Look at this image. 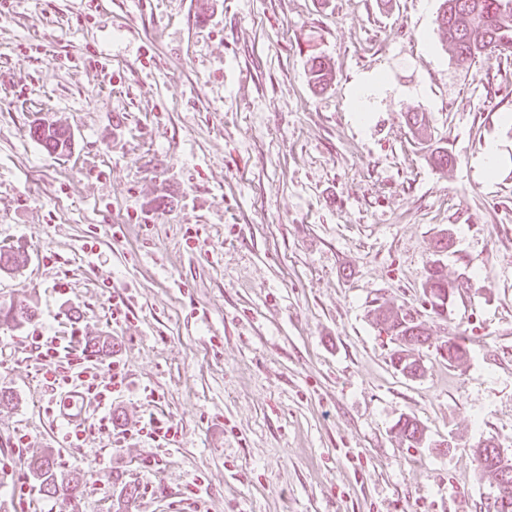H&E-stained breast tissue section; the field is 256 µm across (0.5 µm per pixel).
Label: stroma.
I'll use <instances>...</instances> for the list:
<instances>
[{
  "instance_id": "stroma-1",
  "label": "stroma",
  "mask_w": 512,
  "mask_h": 512,
  "mask_svg": "<svg viewBox=\"0 0 512 512\" xmlns=\"http://www.w3.org/2000/svg\"><path fill=\"white\" fill-rule=\"evenodd\" d=\"M440 4L0 0V247L27 255L0 304L35 313L0 325V512H58L13 493L44 451L83 485L67 512H496L476 450L512 448V52L456 68ZM312 53L336 72L322 92ZM381 69L359 126L352 86ZM38 119L69 127L68 153L30 137ZM438 147L453 167L428 164ZM435 261L479 277L443 317ZM382 302L430 332L418 377L390 363ZM35 333L111 339L113 432L67 447ZM151 419L170 444L134 435Z\"/></svg>"
}]
</instances>
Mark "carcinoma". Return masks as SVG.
Returning <instances> with one entry per match:
<instances>
[{"instance_id": "cac0c4a2", "label": "carcinoma", "mask_w": 512, "mask_h": 512, "mask_svg": "<svg viewBox=\"0 0 512 512\" xmlns=\"http://www.w3.org/2000/svg\"><path fill=\"white\" fill-rule=\"evenodd\" d=\"M438 30L448 43L452 59L459 67L495 53L499 48H512V0H442L436 17ZM308 75L312 84L326 89L334 78L329 63L320 56L308 60ZM29 135L44 149L61 154L71 147V132L61 125L35 123L29 128ZM26 256L11 248H0V271L10 270L25 263ZM472 287V279L462 277L450 279L442 268L433 265L425 276L422 292L435 310L448 307L456 294L464 288ZM33 312L22 306H0V323L20 326L31 320ZM377 325L394 336L402 345L424 344L430 340L429 329L418 321L410 319L405 311H392L382 305L374 309ZM445 358L454 363L463 360L468 351L465 346L450 338L443 343ZM392 363L403 373L416 377L421 371L418 360L408 357L404 351L395 353ZM495 445L487 443L476 449L481 467L490 474L497 484L512 487V458L498 459ZM29 471L38 483L42 496L56 500L63 496L70 500L80 493V482L62 474L48 455H33L27 463Z\"/></svg>"}]
</instances>
